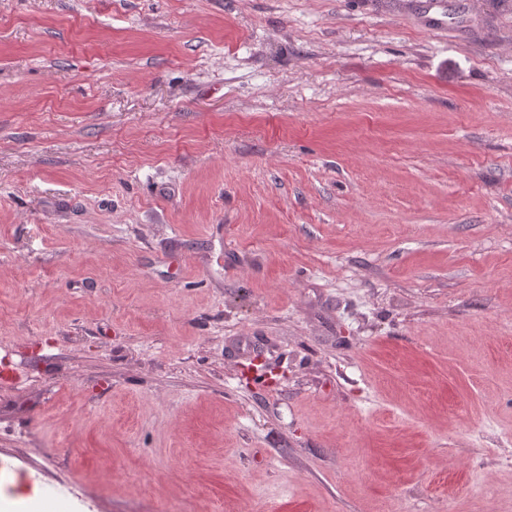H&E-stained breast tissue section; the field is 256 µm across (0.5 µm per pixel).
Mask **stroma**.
I'll list each match as a JSON object with an SVG mask.
<instances>
[{
	"label": "stroma",
	"mask_w": 512,
	"mask_h": 512,
	"mask_svg": "<svg viewBox=\"0 0 512 512\" xmlns=\"http://www.w3.org/2000/svg\"><path fill=\"white\" fill-rule=\"evenodd\" d=\"M380 2L0 0L10 497L512 512V0Z\"/></svg>",
	"instance_id": "stroma-1"
}]
</instances>
